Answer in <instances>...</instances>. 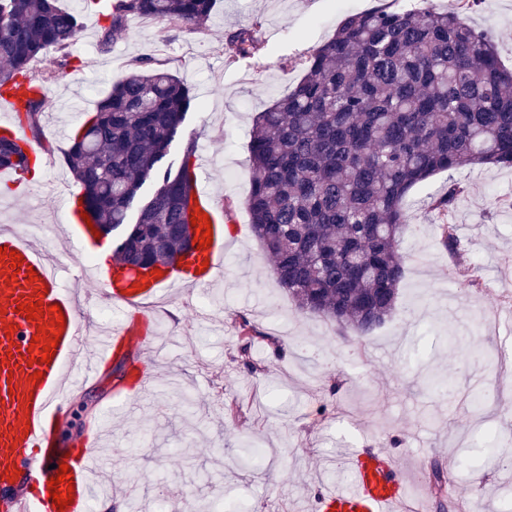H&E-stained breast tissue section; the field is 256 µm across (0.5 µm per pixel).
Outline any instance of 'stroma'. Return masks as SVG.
<instances>
[{"instance_id": "obj_1", "label": "stroma", "mask_w": 512, "mask_h": 512, "mask_svg": "<svg viewBox=\"0 0 512 512\" xmlns=\"http://www.w3.org/2000/svg\"><path fill=\"white\" fill-rule=\"evenodd\" d=\"M378 0H218L206 26L166 31L134 19L101 43V20L83 16L72 66L48 81L50 107L36 141L42 168L22 184L0 181V225H38L57 250L61 287L76 298L99 294L87 270L97 253L65 223L63 199L78 191L54 126L72 122L104 98L134 60L167 59L200 103L185 118L166 163L179 164L195 141L202 176L224 202L232 245L224 278L164 294L148 329L145 358L154 382L140 398L117 397L113 365L73 390L54 425L57 448L71 453L99 430L109 439L112 499L136 512H207L221 496L252 512H312L313 490L348 478L343 456L361 448L393 452L412 486L430 462L454 468L448 499L466 512H512V168L442 172L409 195L402 251L406 278L390 319L361 339L349 329L300 313L278 284L270 257L251 232L249 140L253 118L288 94L301 70L287 60L333 36L342 16ZM465 17L489 32L512 67V0H480ZM250 30L254 56L227 62L226 37ZM467 191L453 212L468 257L487 288L465 289L437 238L432 197L449 182ZM259 336L248 358L240 320ZM499 357L488 365L484 350ZM441 374L453 399L428 385Z\"/></svg>"}]
</instances>
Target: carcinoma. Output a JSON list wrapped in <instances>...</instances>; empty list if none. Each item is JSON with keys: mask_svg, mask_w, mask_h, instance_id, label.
Segmentation results:
<instances>
[{"mask_svg": "<svg viewBox=\"0 0 512 512\" xmlns=\"http://www.w3.org/2000/svg\"><path fill=\"white\" fill-rule=\"evenodd\" d=\"M0 0V93L20 82L44 85L30 62L50 48L49 74L70 67L82 11L101 6V43L131 18L159 20L171 29L201 27L217 0ZM418 10L384 4L344 15L336 33L309 50L296 86L259 113L250 143L252 232L268 253L280 286L298 309L370 335L392 314L405 278L401 249L406 202L419 184L475 165L512 167V68L499 58L488 32L458 7L423 0ZM260 50L240 31L224 42L234 62ZM194 97L170 61L139 59L111 92L85 112L70 137L65 162L81 187L76 203L109 233L123 225L116 264L167 268L184 256L189 202L196 189L195 142L176 167L163 166ZM47 100L24 98L19 122L41 135ZM30 170L9 135H0V167ZM154 181L155 196L138 220L128 207ZM460 183L432 199L440 241L469 289L485 287L468 261L457 226ZM444 469L434 464L428 485L445 503Z\"/></svg>", "mask_w": 512, "mask_h": 512, "instance_id": "obj_1", "label": "carcinoma"}]
</instances>
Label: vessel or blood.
<instances>
[{
  "mask_svg": "<svg viewBox=\"0 0 512 512\" xmlns=\"http://www.w3.org/2000/svg\"><path fill=\"white\" fill-rule=\"evenodd\" d=\"M196 205L212 224V243L205 249L208 266L194 272L195 283L207 285L224 275V212L206 187H198ZM0 501L12 512H85L91 491V460L98 438L87 439L70 457L59 455L51 423L68 395L67 378L84 348L80 302L58 286L59 267L27 240L16 227L0 228ZM23 257L20 270H12V254ZM36 281H29V274ZM175 272L145 286L113 267L102 278L104 296L113 304L133 310L137 319L149 320L148 305L164 288L182 283ZM41 302L46 312L27 320L24 304ZM63 327H56V320ZM58 336L59 342L43 362L42 344L33 343L37 332ZM123 345L144 347L143 337L122 326L97 341L96 357L86 363L87 374H98ZM41 380H34V373ZM67 464L72 501L57 507L48 484L57 477V465ZM350 480L331 484L314 500L315 512H402L408 498L407 481L395 457L381 448H364L348 459Z\"/></svg>",
  "mask_w": 512,
  "mask_h": 512,
  "instance_id": "1",
  "label": "vessel or blood"
}]
</instances>
